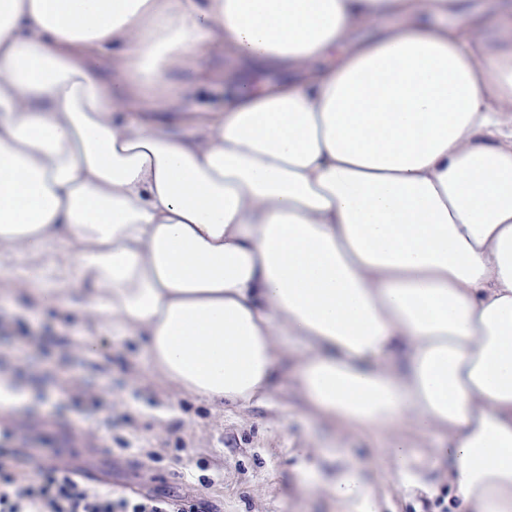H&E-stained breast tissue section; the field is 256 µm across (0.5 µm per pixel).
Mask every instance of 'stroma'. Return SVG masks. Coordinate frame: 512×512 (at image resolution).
I'll return each mask as SVG.
<instances>
[{"label":"stroma","instance_id":"35a3bbf8","mask_svg":"<svg viewBox=\"0 0 512 512\" xmlns=\"http://www.w3.org/2000/svg\"><path fill=\"white\" fill-rule=\"evenodd\" d=\"M228 65L223 51L205 55L175 76L169 111H133L129 120L189 132L222 111ZM92 335L97 348L88 355L82 340ZM0 372L29 396L27 404L0 408L2 449H52L56 464L133 498L182 497L207 503L209 512H336L325 494L300 487L301 468L335 471V459L314 444L336 430L306 405L294 361L282 364L267 403L214 405L152 377L137 338L92 327L77 305L40 307L15 291L0 295ZM74 396L96 397L103 406L73 420L67 405ZM424 481L405 485L382 462L381 512H454L439 470Z\"/></svg>","mask_w":512,"mask_h":512}]
</instances>
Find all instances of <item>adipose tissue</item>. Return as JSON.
I'll return each instance as SVG.
<instances>
[{
	"mask_svg": "<svg viewBox=\"0 0 512 512\" xmlns=\"http://www.w3.org/2000/svg\"><path fill=\"white\" fill-rule=\"evenodd\" d=\"M208 48L223 111L127 119ZM0 275L215 402L296 357L406 484L425 448L512 512V0H0ZM376 469L302 489L379 512Z\"/></svg>",
	"mask_w": 512,
	"mask_h": 512,
	"instance_id": "ef3b65f1",
	"label": "adipose tissue"
}]
</instances>
